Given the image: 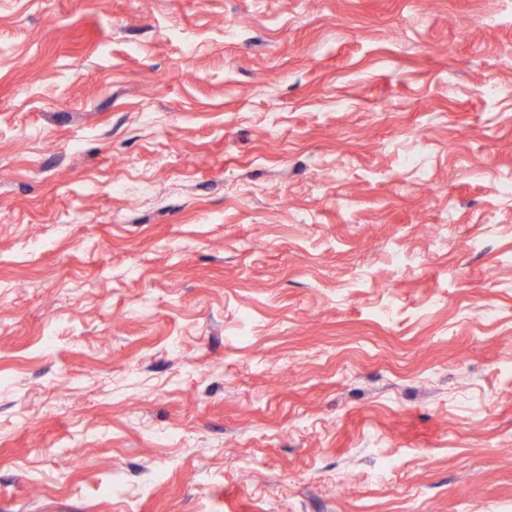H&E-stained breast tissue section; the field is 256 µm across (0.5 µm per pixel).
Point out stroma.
<instances>
[{"label": "stroma", "instance_id": "35a3bbf8", "mask_svg": "<svg viewBox=\"0 0 512 512\" xmlns=\"http://www.w3.org/2000/svg\"><path fill=\"white\" fill-rule=\"evenodd\" d=\"M511 181L512 0H0V512H512Z\"/></svg>", "mask_w": 512, "mask_h": 512}]
</instances>
